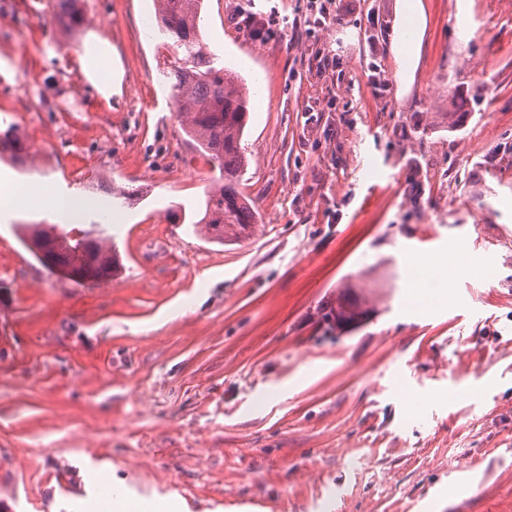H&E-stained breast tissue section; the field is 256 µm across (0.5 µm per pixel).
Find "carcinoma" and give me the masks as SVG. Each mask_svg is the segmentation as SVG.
I'll use <instances>...</instances> for the list:
<instances>
[{"mask_svg":"<svg viewBox=\"0 0 512 512\" xmlns=\"http://www.w3.org/2000/svg\"><path fill=\"white\" fill-rule=\"evenodd\" d=\"M162 33L169 52L172 96L179 105L178 117L185 131L208 153L219 169L221 185L206 195L205 211L199 223L213 238L239 239L258 224L259 215L238 189L240 172L247 164L241 140L249 119L248 98L238 84V75L220 66L206 51L200 38L202 0H159ZM57 15L72 28L84 23V16L73 7V0H55ZM0 153L13 162L27 155L26 148L10 124L0 132ZM105 216L92 213L88 228L92 260L76 252L77 241L69 237L65 224H20L28 232L23 238L28 249L40 240L55 237L61 241L59 259L71 268L73 282L96 284L112 278L119 262L112 252V236L104 227Z\"/></svg>","mask_w":512,"mask_h":512,"instance_id":"carcinoma-1","label":"carcinoma"}]
</instances>
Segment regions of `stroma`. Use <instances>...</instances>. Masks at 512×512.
<instances>
[{
	"instance_id": "obj_1",
	"label": "stroma",
	"mask_w": 512,
	"mask_h": 512,
	"mask_svg": "<svg viewBox=\"0 0 512 512\" xmlns=\"http://www.w3.org/2000/svg\"><path fill=\"white\" fill-rule=\"evenodd\" d=\"M394 3L339 0L317 27L304 0H204L203 44L249 89L259 213L217 242L156 0H78L75 33L50 0H0V120L29 151L0 171L118 198L122 264L60 279L14 231L53 209L0 211V512H69L97 469L181 512H512V0H421L406 92ZM418 256L463 262L427 309ZM460 378L485 399H449Z\"/></svg>"
}]
</instances>
